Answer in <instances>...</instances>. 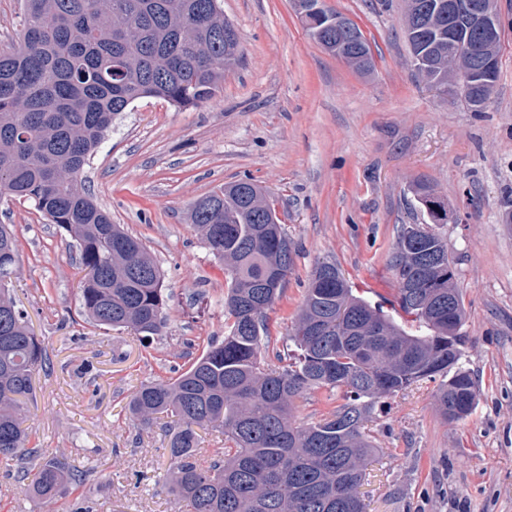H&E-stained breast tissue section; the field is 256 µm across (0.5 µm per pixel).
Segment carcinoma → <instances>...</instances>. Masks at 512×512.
I'll use <instances>...</instances> for the list:
<instances>
[{
	"mask_svg": "<svg viewBox=\"0 0 512 512\" xmlns=\"http://www.w3.org/2000/svg\"><path fill=\"white\" fill-rule=\"evenodd\" d=\"M19 41L0 48V199L29 201L66 231L79 251V301L87 318L144 337L166 327L162 273L142 241L112 223L81 189L82 174L112 121L135 100L156 97L181 107L210 99L237 65L240 43L224 39L222 0H21ZM336 12L301 20L320 45L360 71L373 67L369 44L328 27ZM405 32L420 77L448 84V34L470 48L467 107L493 92L499 55L466 12L448 15V0H405ZM411 193L427 224H403L390 268L397 303L412 333L354 293L338 267L321 263L288 330L293 354L271 368L262 361L271 333L268 311L279 299L297 250L279 223L271 194L250 181L226 183L191 207L192 224L218 259L229 286L224 341L171 381H147L131 396L133 423L176 418L162 475L188 512H364L358 487L364 463L378 452L364 431L379 399L422 380L445 421L474 410L477 384L463 366L466 309L448 241L434 229L448 210L426 182ZM16 240L0 224V459L17 460L25 490L50 503L81 475L28 447L23 427L43 348L13 295ZM343 391L344 403L304 422L296 401L307 391ZM224 436V456L199 461V431Z\"/></svg>",
	"mask_w": 512,
	"mask_h": 512,
	"instance_id": "1",
	"label": "carcinoma"
}]
</instances>
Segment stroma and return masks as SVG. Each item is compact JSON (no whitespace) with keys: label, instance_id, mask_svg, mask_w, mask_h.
Here are the masks:
<instances>
[{"label":"stroma","instance_id":"obj_1","mask_svg":"<svg viewBox=\"0 0 512 512\" xmlns=\"http://www.w3.org/2000/svg\"><path fill=\"white\" fill-rule=\"evenodd\" d=\"M223 2L240 65L199 105L135 101L84 172L88 192L159 265L164 335L145 343L90 323L70 237L32 203L0 201V224L17 237L15 296L46 353L27 414L32 445L84 474L78 492L94 512H178L171 489L147 480L169 468L176 425L137 429L126 404L142 382L176 378L224 338L228 277L190 222L192 203L242 179L276 197L298 254L269 312L262 357L274 367L321 262L404 321L388 259L400 225L424 221L411 186L425 180L448 209L439 230L457 260L478 402L447 423L433 382L382 399L367 428L385 454L368 464L361 493L367 512H512V0H498L508 26L482 112L458 88L416 76L403 0H326L366 38L368 74L318 44L292 0ZM18 470L0 463V512H71V497L45 505L26 494Z\"/></svg>","mask_w":512,"mask_h":512}]
</instances>
